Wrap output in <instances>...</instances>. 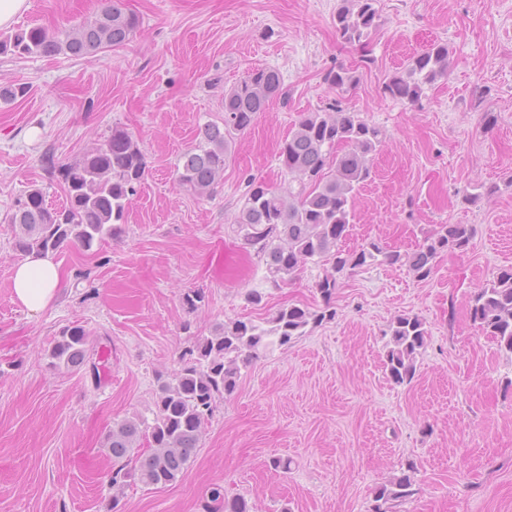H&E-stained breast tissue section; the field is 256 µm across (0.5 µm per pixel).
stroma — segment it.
I'll list each match as a JSON object with an SVG mask.
<instances>
[{
  "label": "stroma",
  "instance_id": "stroma-1",
  "mask_svg": "<svg viewBox=\"0 0 512 512\" xmlns=\"http://www.w3.org/2000/svg\"><path fill=\"white\" fill-rule=\"evenodd\" d=\"M28 2L16 25L58 36L105 4ZM121 4L141 20L123 45L91 58L0 55V86L30 87L0 104V512H105L112 458L102 443L113 423L151 417L158 380L178 372L198 338L289 305L336 315L242 368L178 481L126 487L119 512H203L217 486L251 512H372L375 488L410 464L415 493L396 512H512V355L470 316L475 293L512 267V0H377L366 67L336 32V0ZM434 42L448 47L447 78L413 106L385 94ZM341 65L359 76L344 93L323 82ZM256 68L279 72L284 98L236 135L212 196L187 191L183 154L204 124L223 123L225 91ZM337 100L384 133L346 249L375 242L404 254L439 224L473 235L428 279L380 259L338 273L326 301L325 265L272 287L234 219L250 180L287 186L279 152L300 114ZM116 129L147 162L122 232L54 255L64 288L30 314L13 296L21 256L9 217L34 188L63 204L49 165L76 162ZM480 185L497 192L464 199ZM254 291L260 304L247 300ZM402 314L423 320L428 341L415 378L397 385L384 333ZM73 324L89 332L99 374L49 369L54 337Z\"/></svg>",
  "mask_w": 512,
  "mask_h": 512
}]
</instances>
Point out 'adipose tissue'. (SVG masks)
Here are the masks:
<instances>
[{
  "label": "adipose tissue",
  "instance_id": "obj_1",
  "mask_svg": "<svg viewBox=\"0 0 512 512\" xmlns=\"http://www.w3.org/2000/svg\"><path fill=\"white\" fill-rule=\"evenodd\" d=\"M60 286L59 267L49 256L33 253L14 266V295L29 313L43 311L55 299Z\"/></svg>",
  "mask_w": 512,
  "mask_h": 512
}]
</instances>
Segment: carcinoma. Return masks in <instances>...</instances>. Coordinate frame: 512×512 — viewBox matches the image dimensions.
<instances>
[{
	"instance_id": "obj_1",
	"label": "carcinoma",
	"mask_w": 512,
	"mask_h": 512,
	"mask_svg": "<svg viewBox=\"0 0 512 512\" xmlns=\"http://www.w3.org/2000/svg\"><path fill=\"white\" fill-rule=\"evenodd\" d=\"M376 0H340L336 31L344 43L363 50L378 28ZM140 19L117 3L61 39L39 27L0 34V55L26 57L69 54L93 56L98 51L130 40ZM448 46L434 42L411 58L405 69L384 87L391 98L416 104L426 86L448 76ZM357 82L356 70L339 66L324 76L332 90L346 92ZM27 86L0 87V101L26 97ZM283 96L280 74L256 68L224 93V127L206 124L199 142L183 155L178 183L200 195L211 194L224 176L234 135L251 128L270 102ZM383 145L381 129L359 113L336 103L327 112H308L295 124L281 147L279 158L290 174L301 176L288 185V195L262 181L249 182L246 202L235 217L237 232L259 256L271 283L278 287L310 262L330 263L317 287L325 298L336 288V273L356 268L382 255L402 262L419 279H427L444 252L468 248L472 229L467 224H441L410 254L386 253L378 245L347 253L340 244L353 219V202L359 188L371 177V161ZM144 154L137 140L115 130L102 145L87 151L71 164L61 166L65 206L50 209L43 193L31 190L17 202L10 217L14 224V248L21 254H54L70 245L87 249L122 230L135 185L145 175ZM471 319L490 333L501 350L512 354V267L474 297ZM325 313L290 306L277 310L263 323L242 320L225 323L187 351L186 360L170 380L158 381L152 421L131 417L118 421L106 434L103 447L115 468L110 477L111 512H116L119 493L132 483L162 488L176 482L187 468L218 400L234 393L241 367L259 353L285 346L319 323ZM383 361L396 384L409 383L416 374V356L427 342L428 332L417 316L401 315L389 327ZM55 370L80 371L92 363L88 332L79 325L63 328L48 351ZM415 467L393 477L375 490L373 512L393 508L414 494ZM207 512H250L245 498H228L224 489L210 491Z\"/></svg>"
}]
</instances>
